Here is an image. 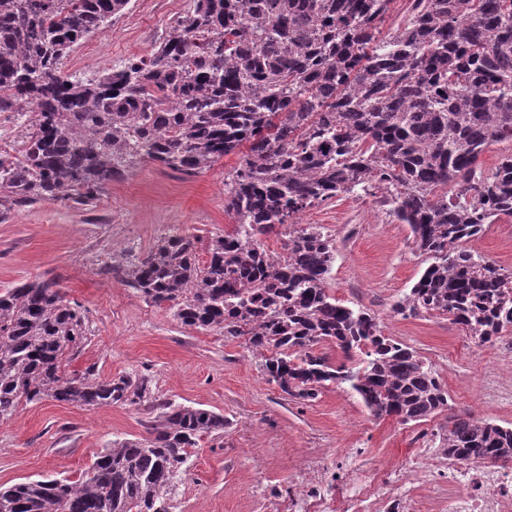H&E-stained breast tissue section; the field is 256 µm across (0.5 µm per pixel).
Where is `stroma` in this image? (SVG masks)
Instances as JSON below:
<instances>
[{
  "label": "stroma",
  "instance_id": "1",
  "mask_svg": "<svg viewBox=\"0 0 512 512\" xmlns=\"http://www.w3.org/2000/svg\"><path fill=\"white\" fill-rule=\"evenodd\" d=\"M193 0H131L124 14L86 35L61 63L65 76L91 78L134 56L149 55ZM228 156L187 176L143 160L114 183L90 212L45 201L11 212L0 223V290L39 277L57 278L78 302L88 340L70 368L94 378L145 375L157 400L223 414L224 433L202 438L188 472L177 480L171 512H278L273 489H287L306 449L323 451L327 468L361 449L367 463L400 462L448 419L439 412L413 425L374 416L348 388L300 404L270 381L244 340L180 324L171 310L102 275L112 255H143L167 233L194 240L199 261L209 241L231 230L224 211ZM299 223L320 225L336 241L330 288L336 299L369 309L385 335L434 367L450 396V411H469L512 427V351L478 346L447 318L396 316L392 304L426 266L408 225L397 223L372 196L340 195L306 209ZM469 249L512 271V218L488 225ZM494 381L503 397L489 399ZM146 406L94 409L48 399L0 420V485L43 476L75 478L118 437H144Z\"/></svg>",
  "mask_w": 512,
  "mask_h": 512
}]
</instances>
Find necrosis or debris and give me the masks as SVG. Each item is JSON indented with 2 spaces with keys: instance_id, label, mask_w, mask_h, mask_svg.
Segmentation results:
<instances>
[{
  "instance_id": "necrosis-or-debris-1",
  "label": "necrosis or debris",
  "mask_w": 512,
  "mask_h": 512,
  "mask_svg": "<svg viewBox=\"0 0 512 512\" xmlns=\"http://www.w3.org/2000/svg\"><path fill=\"white\" fill-rule=\"evenodd\" d=\"M313 449L283 498L285 512H409L422 488L438 487L429 512H512V464L444 458L422 444L401 464H359L334 476Z\"/></svg>"
}]
</instances>
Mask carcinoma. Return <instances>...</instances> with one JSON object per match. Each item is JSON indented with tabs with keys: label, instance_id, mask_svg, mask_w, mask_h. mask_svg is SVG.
<instances>
[{
	"label": "carcinoma",
	"instance_id": "1",
	"mask_svg": "<svg viewBox=\"0 0 512 512\" xmlns=\"http://www.w3.org/2000/svg\"><path fill=\"white\" fill-rule=\"evenodd\" d=\"M401 2L406 21L384 29ZM129 3L0 0V112L30 116L22 150L0 156V223L48 200L90 210L145 159L193 175L247 143L224 177L234 229L210 241L205 263L172 234L101 273L184 326L244 339L300 403L347 385L403 424L447 407L432 365L330 293L336 243L296 216L385 191L429 261L392 312L445 316L479 346L512 334V272L465 246L512 218V154L489 173L480 162L512 144V0H193L150 55L64 76L73 46ZM281 227L288 243L271 252L265 238ZM86 341L83 311L58 280L0 292V419L45 399L155 411L149 436L113 440L76 479L0 488V512H169L200 439L229 425L154 400L145 376L68 371ZM436 440L446 457L512 462V427L467 412L448 415Z\"/></svg>",
	"mask_w": 512,
	"mask_h": 512
}]
</instances>
